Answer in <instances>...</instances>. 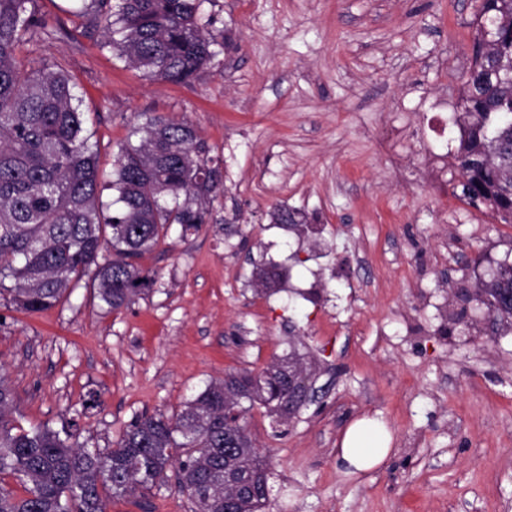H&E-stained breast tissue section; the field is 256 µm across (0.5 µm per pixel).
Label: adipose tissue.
<instances>
[{
  "label": "adipose tissue",
  "mask_w": 512,
  "mask_h": 512,
  "mask_svg": "<svg viewBox=\"0 0 512 512\" xmlns=\"http://www.w3.org/2000/svg\"><path fill=\"white\" fill-rule=\"evenodd\" d=\"M391 436L375 417H362L345 431L337 458L357 472L383 465L391 455Z\"/></svg>",
  "instance_id": "1"
}]
</instances>
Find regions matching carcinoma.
Returning a JSON list of instances; mask_svg holds the SVG:
<instances>
[{
    "mask_svg": "<svg viewBox=\"0 0 512 512\" xmlns=\"http://www.w3.org/2000/svg\"><path fill=\"white\" fill-rule=\"evenodd\" d=\"M35 0H0V287L10 304L37 314L58 304L86 277L108 310L128 306L154 283L136 259L158 246L169 227L196 233L224 191L220 161L187 121L151 117L137 145L118 148L102 202L90 113L75 104L74 83L60 64L26 61L22 44L44 30ZM203 0H91L92 27L127 65L151 81L191 83L210 70L215 38L201 23ZM498 44L482 50L485 27ZM512 0H482L473 62L462 94L457 153L463 197L479 199L512 224ZM274 224L307 216L280 205ZM112 257L99 262L102 251ZM479 301L502 321L496 302L512 290V262L477 285ZM16 392L0 368V512H107L111 497L150 490L179 463V491L194 512H262L267 496L239 486L268 484V462L244 425L227 413L263 404L283 417L303 405L288 399V374L273 363L259 374H230L209 384L172 417L143 414L105 450L73 441L71 419L58 431L24 427L13 417ZM12 478L23 489L7 487Z\"/></svg>",
    "mask_w": 512,
    "mask_h": 512,
    "instance_id": "carcinoma-1",
    "label": "carcinoma"
}]
</instances>
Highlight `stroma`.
Listing matches in <instances>:
<instances>
[{
	"label": "stroma",
	"mask_w": 512,
	"mask_h": 512,
	"mask_svg": "<svg viewBox=\"0 0 512 512\" xmlns=\"http://www.w3.org/2000/svg\"><path fill=\"white\" fill-rule=\"evenodd\" d=\"M87 3L36 0L48 34L22 54L69 70L103 177L164 116L221 159L224 193L199 232L171 227L140 258L156 282L126 308H101L87 280L34 315L0 298L21 424L76 418L79 443L108 448L137 415L294 358L316 366L310 401L279 426L259 405L245 415L270 458L263 512H512V327L456 297L512 259V224L462 199L456 160L480 0H204L217 55L187 84L102 46ZM278 204L317 233L275 228ZM275 264L288 283L264 288ZM365 415L392 455L350 474L336 450ZM192 509L172 480L108 506Z\"/></svg>",
	"instance_id": "1"
}]
</instances>
